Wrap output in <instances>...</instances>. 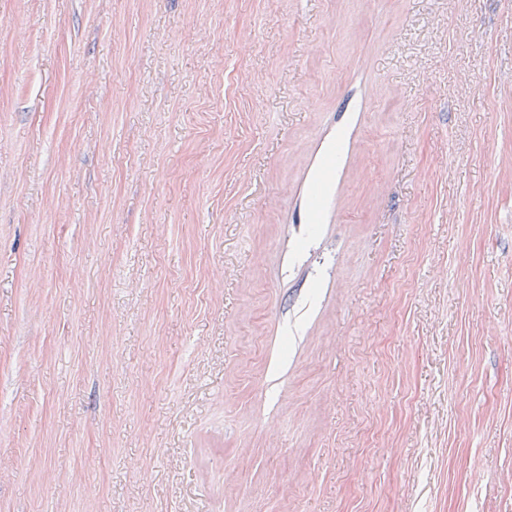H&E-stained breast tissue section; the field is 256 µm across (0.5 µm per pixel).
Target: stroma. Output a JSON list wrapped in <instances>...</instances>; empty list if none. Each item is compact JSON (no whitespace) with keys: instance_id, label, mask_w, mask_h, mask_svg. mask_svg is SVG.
Here are the masks:
<instances>
[{"instance_id":"1","label":"stroma","mask_w":512,"mask_h":512,"mask_svg":"<svg viewBox=\"0 0 512 512\" xmlns=\"http://www.w3.org/2000/svg\"><path fill=\"white\" fill-rule=\"evenodd\" d=\"M0 512H512V0H0Z\"/></svg>"}]
</instances>
